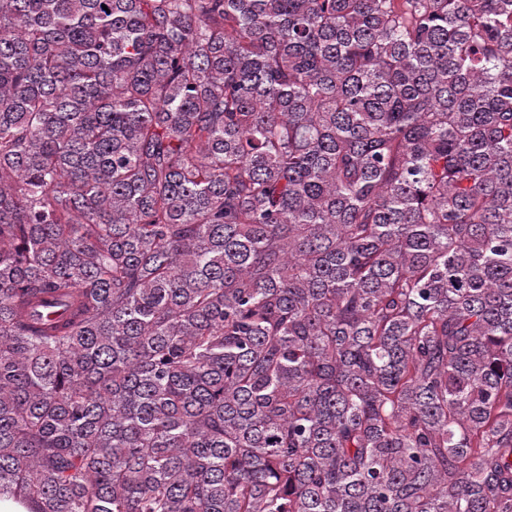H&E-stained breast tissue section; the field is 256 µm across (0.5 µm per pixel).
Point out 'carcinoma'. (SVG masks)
Returning <instances> with one entry per match:
<instances>
[{
  "instance_id": "cac0c4a2",
  "label": "carcinoma",
  "mask_w": 512,
  "mask_h": 512,
  "mask_svg": "<svg viewBox=\"0 0 512 512\" xmlns=\"http://www.w3.org/2000/svg\"><path fill=\"white\" fill-rule=\"evenodd\" d=\"M512 512V0H0V497Z\"/></svg>"
}]
</instances>
